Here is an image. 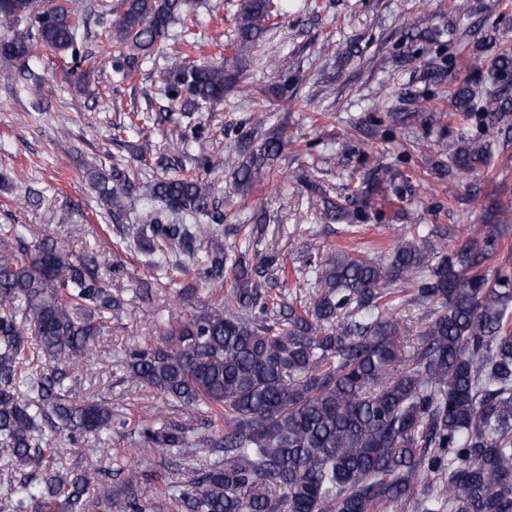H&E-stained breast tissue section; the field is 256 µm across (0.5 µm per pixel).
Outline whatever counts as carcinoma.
Segmentation results:
<instances>
[{
	"label": "carcinoma",
	"mask_w": 512,
	"mask_h": 512,
	"mask_svg": "<svg viewBox=\"0 0 512 512\" xmlns=\"http://www.w3.org/2000/svg\"><path fill=\"white\" fill-rule=\"evenodd\" d=\"M288 0H240L234 47L245 56L288 16ZM191 0H123L112 25V73L128 80L139 56L166 47L169 31ZM80 0L41 11L33 0H0V57L22 64L37 46L69 59L84 77L90 57L79 34ZM28 32L9 35L20 25ZM183 60L169 69L161 94L180 112L164 113L173 151L155 155L150 144L137 154L158 177L142 185L154 205L123 223L133 191L127 170L92 175L100 201L123 238L149 255L148 265L179 286L188 299L199 287L230 293L203 303L168 331L165 348L131 351L129 378L159 390L189 415L209 418L211 431L158 412L138 425L141 447L176 450L192 477L171 490L140 485L126 470L119 493L128 512H145L159 495L167 512H385L418 496L417 512H512V268L497 262L502 232L473 238L452 234L434 245L426 226L412 224L388 256L331 250L308 271L300 288L313 289L301 306L277 302L268 285L285 275L274 251L251 252L246 234L233 249L218 231L224 206L205 175L223 162L212 152H188L205 128L196 109L224 103L236 75L224 62L196 60L200 43L181 31ZM498 85L481 111L466 84L449 91L452 112H391L397 124L426 131L448 118L474 117L484 128L512 130V50L495 62ZM176 96H171V93ZM265 119L235 130L242 156L235 189L246 194L265 180L267 168L287 146L281 129ZM460 170L485 167L490 152L468 141L451 153ZM372 192L391 202L397 191L389 168L376 161ZM330 219L348 225L360 210L325 201ZM203 215L209 223H198ZM195 278L188 281L187 268ZM101 276L98 262L43 237L28 245L18 228L0 225V512H87L91 472L64 470L58 436L110 446L112 426L124 423L110 400L70 398V366L96 358L98 336L123 307ZM424 318L419 347L406 353L410 319ZM224 422L219 427L216 422Z\"/></svg>",
	"instance_id": "1"
}]
</instances>
